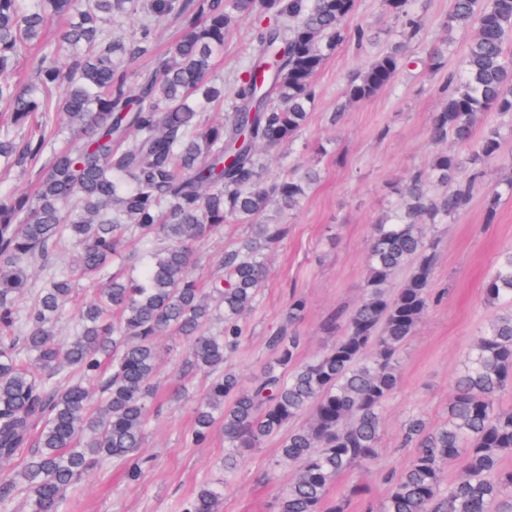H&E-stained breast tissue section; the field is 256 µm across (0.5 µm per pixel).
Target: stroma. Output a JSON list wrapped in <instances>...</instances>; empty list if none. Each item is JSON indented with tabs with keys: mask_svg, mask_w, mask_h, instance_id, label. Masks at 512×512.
<instances>
[{
	"mask_svg": "<svg viewBox=\"0 0 512 512\" xmlns=\"http://www.w3.org/2000/svg\"><path fill=\"white\" fill-rule=\"evenodd\" d=\"M450 6L451 0H410L411 11L422 19L411 44L413 64L372 98L348 104L344 91L351 78L394 43L399 32L384 0H356L354 20L366 29V38L359 45H342L327 59L316 77L318 96L306 130L292 146L269 157V175L302 166L317 169L320 179L296 212L285 217L288 234L268 255L267 279L232 359L243 380H250L269 359L267 338L282 324L292 295L306 303L300 325L305 359L332 344L324 322L362 297L365 247L373 224L393 209V187L425 171L440 150L430 141L428 126L444 100L446 73L458 67L469 40L466 31L445 29ZM253 28V18L235 19L215 61V72L225 84L247 68ZM435 46L447 50L445 68L438 72L425 63ZM493 125L501 128L499 156L487 164L468 207L427 230L436 241L432 287L438 300L400 353V384L384 411L383 454L377 464L346 471L330 488L334 497L362 488L349 512H381L388 475L404 470L413 457L401 442L405 422L418 414L433 426L447 420L465 356L495 314L485 302L484 286L499 253L512 248V194H502L494 205L489 199L499 172L512 167V116L488 113L478 128ZM491 208L496 211L492 219L487 216ZM186 351V343L163 338L159 393L164 401L151 414L142 448L154 457L153 468L135 484L123 482L112 467L95 473L73 495L68 512H177L178 502L202 483L222 478V429H215L205 445L192 446V405L169 398L182 382L178 367ZM292 473V466L279 462L278 440L265 441L245 455L235 481L225 488L223 512H275V500Z\"/></svg>",
	"mask_w": 512,
	"mask_h": 512,
	"instance_id": "stroma-1",
	"label": "stroma"
}]
</instances>
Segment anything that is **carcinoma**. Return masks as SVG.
<instances>
[{
  "label": "carcinoma",
  "mask_w": 512,
  "mask_h": 512,
  "mask_svg": "<svg viewBox=\"0 0 512 512\" xmlns=\"http://www.w3.org/2000/svg\"><path fill=\"white\" fill-rule=\"evenodd\" d=\"M408 2L385 0L400 40L350 81L348 101L371 98L402 69L420 29ZM354 11L355 0H0V171L39 168L33 192L0 195V512L19 495L29 512H66L69 494L109 464L139 481L152 462L142 445L164 337L188 344L181 376H211L194 400L192 443L217 425L224 431L222 481L200 486L179 512H219L245 453L279 435L280 461L295 472L276 512H345L362 495L329 491L380 456L399 352L433 302L435 243L424 227L464 210L478 178H459L457 151L435 153L427 171L396 188L393 212L371 229L362 299L325 323L337 334L330 348L298 360L297 297L249 384L228 365L264 285L266 254L288 231L266 218L268 207L295 211L319 179L311 168L270 177L266 157L306 128L330 53L363 41ZM236 15L260 25L231 111L209 122L204 112L224 105L214 62ZM132 17L137 25L116 34ZM163 22L181 33L156 60L153 31ZM445 26L474 35L428 135L484 164L499 154L501 134L489 127L475 138L478 119L512 112V0H453ZM504 192L512 167L495 183L488 218ZM226 224L247 225V235L224 250L222 275L203 288L197 246ZM133 239L142 244L130 255L137 272L112 274ZM79 280L97 285L96 295L62 336ZM484 296L496 313L456 378L448 421L404 425L414 456L389 477L383 512H512V468L502 465L512 455V409L498 406L512 392L511 248ZM461 456L466 476L445 483L448 462Z\"/></svg>",
  "instance_id": "cac0c4a2"
}]
</instances>
